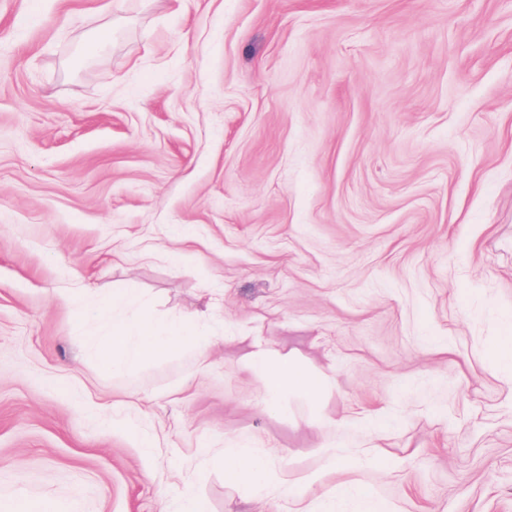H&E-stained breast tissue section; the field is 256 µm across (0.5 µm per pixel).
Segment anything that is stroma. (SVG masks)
<instances>
[{
	"instance_id": "35a3bbf8",
	"label": "stroma",
	"mask_w": 512,
	"mask_h": 512,
	"mask_svg": "<svg viewBox=\"0 0 512 512\" xmlns=\"http://www.w3.org/2000/svg\"><path fill=\"white\" fill-rule=\"evenodd\" d=\"M84 287L206 352L102 371ZM260 347L330 389L267 406ZM494 348L512 0H0V512H512ZM214 467L224 470L225 480L230 484H247L265 488L277 481L263 460L246 448H227L220 455L210 458Z\"/></svg>"
}]
</instances>
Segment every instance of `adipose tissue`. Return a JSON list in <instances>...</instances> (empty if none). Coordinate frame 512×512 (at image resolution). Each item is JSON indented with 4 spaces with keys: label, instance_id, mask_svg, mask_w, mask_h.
Listing matches in <instances>:
<instances>
[{
    "label": "adipose tissue",
    "instance_id": "ef3b65f1",
    "mask_svg": "<svg viewBox=\"0 0 512 512\" xmlns=\"http://www.w3.org/2000/svg\"><path fill=\"white\" fill-rule=\"evenodd\" d=\"M138 291L125 289L110 299L106 309L97 311L95 320L110 323L106 335L95 337L92 352L99 365L114 372L123 371L144 361L170 355L190 342H199L197 329L185 322L162 323L147 310H139L131 319H111L110 310L133 302ZM246 367L261 377L268 405L279 406L289 394L313 399L328 387L325 375L307 368L296 357L281 352L261 351L247 358ZM213 466L223 469L231 484L266 487L277 481L263 460L245 448H228L212 456Z\"/></svg>",
    "mask_w": 512,
    "mask_h": 512
}]
</instances>
